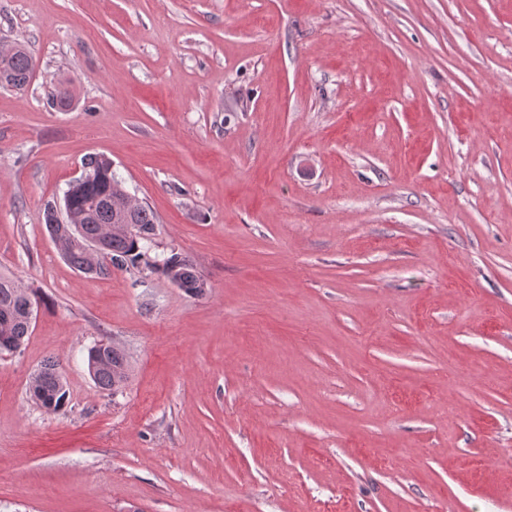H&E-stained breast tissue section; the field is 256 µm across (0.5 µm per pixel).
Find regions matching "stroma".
<instances>
[{
  "label": "stroma",
  "instance_id": "1",
  "mask_svg": "<svg viewBox=\"0 0 512 512\" xmlns=\"http://www.w3.org/2000/svg\"><path fill=\"white\" fill-rule=\"evenodd\" d=\"M15 43L0 512H512V0H0ZM92 155L204 294L66 263L43 210ZM33 60L22 45L12 46L7 53L0 51V85L22 89L33 73ZM38 300L17 279L0 275V351L1 339L16 351L31 333L30 315L38 312ZM6 320H4V318ZM92 361L96 363L91 374ZM89 374L96 385L103 390H115L127 378L126 358L124 354L108 342H100L88 350ZM40 370L32 376L33 378H38L42 372V375L35 380L32 387L34 388L35 393L43 392L44 395L55 397V402L53 405H49L45 401L40 402L39 399L30 392L29 386V393L31 397L48 411H57L63 408L67 401V393L64 388L62 377L61 381L58 379L57 374H59V370L57 364L53 361H47ZM59 376L61 375L59 374Z\"/></svg>",
  "mask_w": 512,
  "mask_h": 512
}]
</instances>
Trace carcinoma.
Listing matches in <instances>:
<instances>
[{"instance_id":"carcinoma-1","label":"carcinoma","mask_w":512,"mask_h":512,"mask_svg":"<svg viewBox=\"0 0 512 512\" xmlns=\"http://www.w3.org/2000/svg\"><path fill=\"white\" fill-rule=\"evenodd\" d=\"M33 73V60L22 45L12 46V50L0 52V85L21 89L26 86ZM84 173L93 179L83 181L69 188L68 205L75 212L76 224L80 230L77 240L63 242L60 251L66 261L77 271L84 273L90 266L85 244L107 231L110 233V249L99 262L95 274H103L112 267L147 268L169 275L173 268L181 273L185 291L198 293V284L202 281L193 263L173 252L159 261L149 256L144 247L146 237L154 235L157 218L151 209L141 204L137 208L119 215L108 206L109 199L120 198L126 189L122 181L112 172L111 163L103 156H90L83 164ZM114 224H136L145 236L127 237L112 233ZM38 312L37 298L25 290L18 280L0 275V339L11 349L18 350L24 339L31 333L30 315ZM95 362L92 379L103 390H115L127 378L126 358L124 354L108 342H100L88 350L87 362ZM42 375L35 380V392H42L55 398L54 404L40 402L48 411L63 408L67 401L64 383L58 379V367L49 361L41 367Z\"/></svg>"}]
</instances>
